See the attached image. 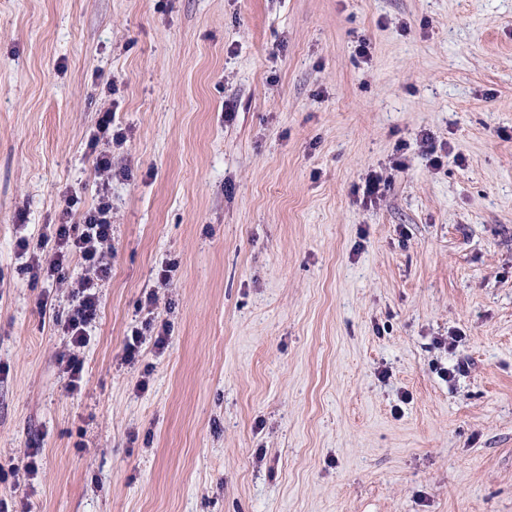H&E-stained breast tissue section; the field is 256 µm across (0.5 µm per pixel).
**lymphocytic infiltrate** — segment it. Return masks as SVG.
I'll return each instance as SVG.
<instances>
[{
  "instance_id": "obj_1",
  "label": "lymphocytic infiltrate",
  "mask_w": 512,
  "mask_h": 512,
  "mask_svg": "<svg viewBox=\"0 0 512 512\" xmlns=\"http://www.w3.org/2000/svg\"><path fill=\"white\" fill-rule=\"evenodd\" d=\"M111 124V113H104L89 143L97 152L95 204L77 215L64 209V223L46 225L37 240L24 238L18 243L21 253L28 257L24 269L31 281L46 276L69 290L68 309L55 314L53 321L66 338L67 350L60 355L59 364L73 391L82 381L79 351L88 343L98 318V288L111 272L112 148L124 141L123 132L112 131Z\"/></svg>"
}]
</instances>
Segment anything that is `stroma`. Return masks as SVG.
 <instances>
[{
    "instance_id": "35a3bbf8",
    "label": "stroma",
    "mask_w": 512,
    "mask_h": 512,
    "mask_svg": "<svg viewBox=\"0 0 512 512\" xmlns=\"http://www.w3.org/2000/svg\"><path fill=\"white\" fill-rule=\"evenodd\" d=\"M109 109L73 392L17 241L94 204ZM33 442L30 512H512V0H0V463ZM144 326V325H143ZM149 331L150 329V322L146 323L144 327H141V329H138L137 327L132 330L131 336L127 337L125 346H124V352L123 356L121 358V361L127 365L135 364V362L138 360V357L141 355L142 347L146 343V336L144 334V331Z\"/></svg>"
}]
</instances>
